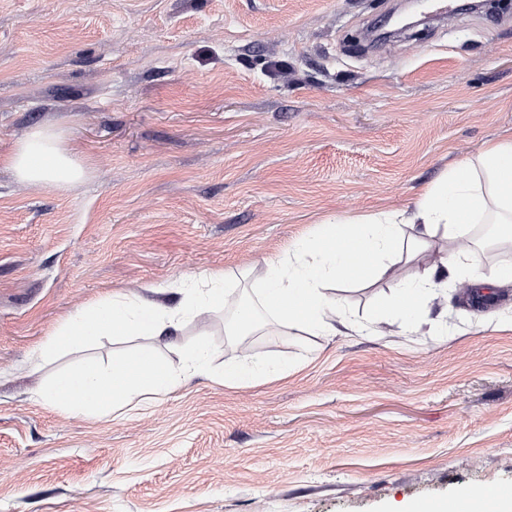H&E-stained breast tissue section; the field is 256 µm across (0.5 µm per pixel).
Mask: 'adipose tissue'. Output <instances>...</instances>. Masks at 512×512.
I'll use <instances>...</instances> for the list:
<instances>
[{"instance_id": "obj_1", "label": "adipose tissue", "mask_w": 512, "mask_h": 512, "mask_svg": "<svg viewBox=\"0 0 512 512\" xmlns=\"http://www.w3.org/2000/svg\"><path fill=\"white\" fill-rule=\"evenodd\" d=\"M18 181L65 190L85 181L91 167L52 125L31 127L8 156ZM512 223V139L487 145L473 159L449 169L428 186L412 206L368 211L322 224L317 234L288 249L287 255L264 265L256 281L255 299L238 309V335L261 329L273 336H334L355 329L356 322L330 295L331 288L359 281L365 284L393 270L392 258L405 243L416 255L438 252L416 279L402 282L390 296L391 309L406 322L421 318L443 284L442 274H456L473 261L479 246L471 235L475 224ZM417 225L416 235L404 227ZM227 286L223 270L190 276L180 290L181 301L170 308L152 300L115 293L72 312L38 349L41 360L104 337L168 336L185 320L203 321L223 306ZM210 368L205 345L188 348L181 370L163 363L152 351L113 356L104 365L85 364L56 375L34 392L47 405L94 416L114 408L164 396L175 387L180 371Z\"/></svg>"}]
</instances>
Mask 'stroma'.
I'll return each mask as SVG.
<instances>
[{
  "mask_svg": "<svg viewBox=\"0 0 512 512\" xmlns=\"http://www.w3.org/2000/svg\"><path fill=\"white\" fill-rule=\"evenodd\" d=\"M400 0H0V512H394L512 485V288L449 283L428 326L358 336L102 338L37 364L67 313L245 275L336 216L399 209L512 137V0L369 45ZM63 129L92 176L59 192L6 161ZM339 289L357 320L415 262ZM205 343L287 365L234 386L185 374L104 417L37 403L54 374Z\"/></svg>",
  "mask_w": 512,
  "mask_h": 512,
  "instance_id": "1",
  "label": "stroma"
}]
</instances>
